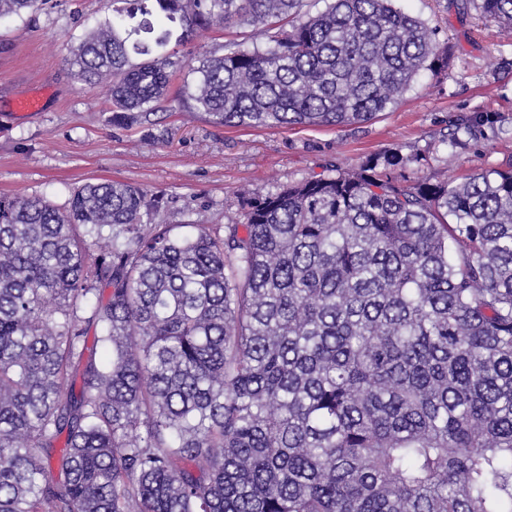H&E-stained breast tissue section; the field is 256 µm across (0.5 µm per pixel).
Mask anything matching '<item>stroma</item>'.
<instances>
[{
	"label": "stroma",
	"instance_id": "35a3bbf8",
	"mask_svg": "<svg viewBox=\"0 0 512 512\" xmlns=\"http://www.w3.org/2000/svg\"><path fill=\"white\" fill-rule=\"evenodd\" d=\"M435 28L448 69L422 71L401 103L352 126L224 127L163 103L142 124L111 120L109 89L81 81L64 58L107 9L105 0H50L0 19V195L43 196L67 207L88 182L122 181L162 201V224H233L242 198L322 172L357 170L367 159L429 152L401 168L410 180L464 179L512 170V27L483 17L479 0H398ZM43 93L36 112L16 97ZM475 132L441 161L439 139L461 119Z\"/></svg>",
	"mask_w": 512,
	"mask_h": 512
}]
</instances>
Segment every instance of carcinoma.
<instances>
[{
  "label": "carcinoma",
  "mask_w": 512,
  "mask_h": 512,
  "mask_svg": "<svg viewBox=\"0 0 512 512\" xmlns=\"http://www.w3.org/2000/svg\"><path fill=\"white\" fill-rule=\"evenodd\" d=\"M122 2L68 62L125 126L175 79L220 126L364 123L449 65L395 0ZM229 25L261 42L166 51ZM423 161L329 163L222 230L119 181L1 195L0 512H512V171L393 175Z\"/></svg>",
  "instance_id": "cac0c4a2"
}]
</instances>
